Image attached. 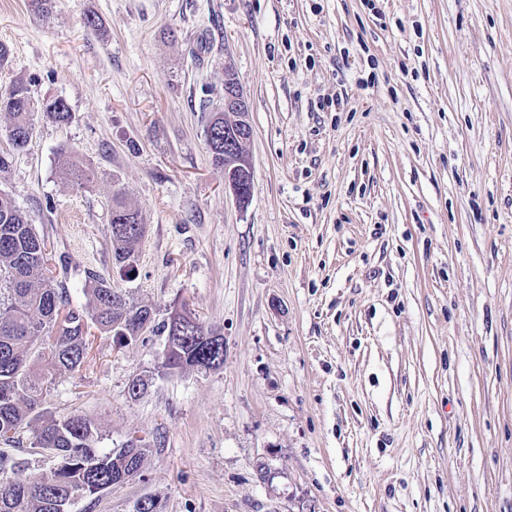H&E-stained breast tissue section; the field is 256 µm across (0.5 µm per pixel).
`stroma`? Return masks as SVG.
<instances>
[{
  "mask_svg": "<svg viewBox=\"0 0 512 512\" xmlns=\"http://www.w3.org/2000/svg\"><path fill=\"white\" fill-rule=\"evenodd\" d=\"M0 42V92L73 115L34 113L0 191L73 306L93 271L156 310L123 347L91 331L47 395L102 447H154L93 512H512V0H0ZM228 65L243 209L204 132ZM119 188L146 224L129 277ZM181 309L221 328L223 367L157 373ZM40 111L52 123L63 125L69 124L72 120L70 106L63 98H47L40 105ZM60 169L66 178L78 186L92 182L95 177L93 169L86 166L76 157H64L60 162Z\"/></svg>",
  "mask_w": 512,
  "mask_h": 512,
  "instance_id": "stroma-1",
  "label": "stroma"
}]
</instances>
